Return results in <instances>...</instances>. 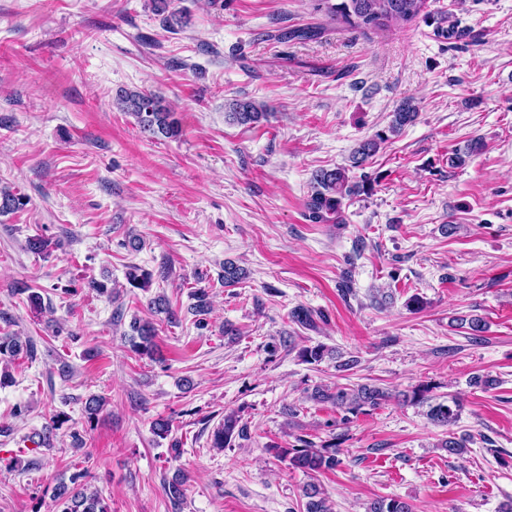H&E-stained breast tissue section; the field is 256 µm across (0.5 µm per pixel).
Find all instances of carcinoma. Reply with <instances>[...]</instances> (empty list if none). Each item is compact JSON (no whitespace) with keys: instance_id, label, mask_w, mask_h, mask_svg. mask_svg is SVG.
<instances>
[{"instance_id":"cac0c4a2","label":"carcinoma","mask_w":512,"mask_h":512,"mask_svg":"<svg viewBox=\"0 0 512 512\" xmlns=\"http://www.w3.org/2000/svg\"><path fill=\"white\" fill-rule=\"evenodd\" d=\"M315 9L325 11L331 18L352 29L383 27L394 23L409 22L417 18L426 8L427 0H313ZM118 105L124 112L131 113L137 120L142 131L155 137L175 138L180 134L178 121L173 117L171 109L163 104L160 96L146 90L126 91L120 94ZM226 116L240 125L257 124L268 117V113L254 101L245 98H233L225 104ZM418 117V106L413 99H407L392 112V120L388 131L380 132L373 138L364 141L352 156L354 166L362 165L369 157L376 154L381 144L389 139V135L400 133L405 126L413 123ZM313 191L306 202L307 217L314 224H325L333 218L340 217L342 200L355 195L369 185L368 180L352 183L346 169H321L312 175ZM26 197L11 190H0V214L14 212L25 205ZM247 273L232 262L224 263V285L233 286L243 279ZM153 274L137 266L127 274L128 284L133 288L145 290L150 287ZM195 300L191 310L201 316L197 326L205 327L203 315L209 310L208 293L199 288L191 294ZM156 315L163 314L167 321L176 320V312L169 306L167 299L159 295L149 302ZM132 329L137 333L139 341L132 342L133 350L146 356H153L156 327L149 321L134 319ZM31 348V343L23 342L17 336H0V357L10 358ZM329 349L323 344L306 345L299 350V357L307 364L321 362ZM431 387L422 384L402 394L401 401L412 404H429L427 418L439 427H447L455 423L460 414V404L454 399L431 403ZM393 397L388 391L369 384L355 389L329 386H318L309 395V399L317 403H330L342 416L340 420L327 423L329 427L346 426L353 422L354 417L379 408L382 403ZM248 437L247 424L241 422L239 416H224V422L212 435V446L227 448L232 441ZM345 434H334L330 439L318 445L305 435L295 437V442L288 448L272 447L276 455L288 461L291 468L305 473L332 470L341 464L339 459L340 445ZM87 476V472L75 474L70 484L59 483L55 488V497L61 505L60 512H109L104 498L96 493H88L80 488L78 480ZM306 498L304 512H332L323 492L314 484L303 489ZM369 512H414L413 506L395 497H380L370 503Z\"/></svg>"}]
</instances>
